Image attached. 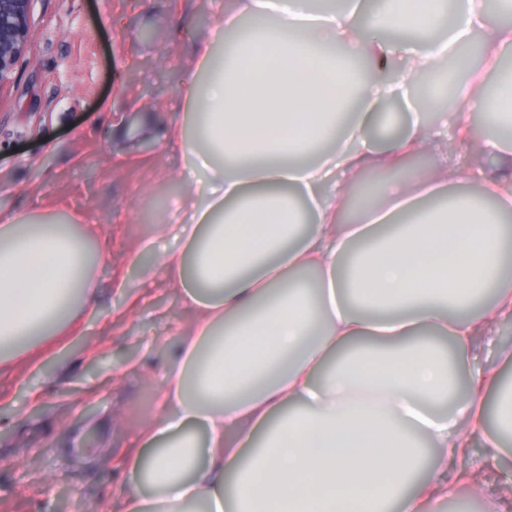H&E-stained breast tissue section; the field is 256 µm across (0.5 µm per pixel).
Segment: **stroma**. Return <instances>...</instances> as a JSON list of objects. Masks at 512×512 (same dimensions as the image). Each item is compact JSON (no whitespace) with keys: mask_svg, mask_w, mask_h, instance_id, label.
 I'll use <instances>...</instances> for the list:
<instances>
[{"mask_svg":"<svg viewBox=\"0 0 512 512\" xmlns=\"http://www.w3.org/2000/svg\"><path fill=\"white\" fill-rule=\"evenodd\" d=\"M233 0H34L32 38L0 93V215L72 216L108 260L76 333L0 371V512H108L120 458L159 410L173 338L192 319L172 289L145 280L154 214L185 188L190 162L167 147L180 124L195 40ZM420 105L453 131L449 85ZM125 279L126 296L112 292Z\"/></svg>","mask_w":512,"mask_h":512,"instance_id":"35a3bbf8","label":"stroma"}]
</instances>
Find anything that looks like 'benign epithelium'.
I'll return each instance as SVG.
<instances>
[{"instance_id":"7a95c632","label":"benign epithelium","mask_w":512,"mask_h":512,"mask_svg":"<svg viewBox=\"0 0 512 512\" xmlns=\"http://www.w3.org/2000/svg\"><path fill=\"white\" fill-rule=\"evenodd\" d=\"M34 0H0V89L11 80L31 38Z\"/></svg>"}]
</instances>
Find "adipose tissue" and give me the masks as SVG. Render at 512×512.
Returning a JSON list of instances; mask_svg holds the SVG:
<instances>
[{"label": "adipose tissue", "instance_id": "1", "mask_svg": "<svg viewBox=\"0 0 512 512\" xmlns=\"http://www.w3.org/2000/svg\"><path fill=\"white\" fill-rule=\"evenodd\" d=\"M358 7L236 0L183 78L178 144L201 179L158 234L164 275L192 311L167 367L160 415L124 458L112 512H437L512 458V385L482 353L512 319V91H476L473 44L512 46L484 0H373L370 25L427 37L402 58L366 37ZM453 64L457 141L480 113L499 173L471 169L456 189L447 153L423 178L405 159L439 132L413 120L375 147L376 107L409 96L411 75ZM351 118L337 122L338 114ZM319 153L307 155L312 140ZM396 170L354 220L349 182ZM73 220L0 218V369L65 335L93 307L107 255ZM489 301L481 296L487 287ZM456 354L445 359L433 336ZM482 460L471 458L477 436ZM432 471L420 478L423 451Z\"/></svg>", "mask_w": 512, "mask_h": 512}]
</instances>
